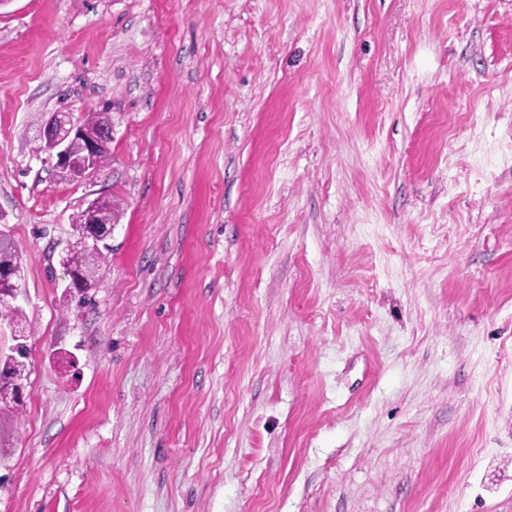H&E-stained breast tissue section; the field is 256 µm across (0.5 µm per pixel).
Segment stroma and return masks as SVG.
Wrapping results in <instances>:
<instances>
[{
    "label": "stroma",
    "instance_id": "1",
    "mask_svg": "<svg viewBox=\"0 0 512 512\" xmlns=\"http://www.w3.org/2000/svg\"><path fill=\"white\" fill-rule=\"evenodd\" d=\"M0 229V512H512V0H10ZM105 118L104 112H88L81 122L87 129L95 131ZM83 126L68 112H54L40 131L42 142L50 147L49 159L54 161V168L66 171L75 182L88 180L93 175L100 167L99 156L112 142L111 119L107 120L98 134H88ZM74 141L83 142L82 151V143ZM108 198L109 197L105 196L97 197L90 201L87 207L84 209L85 224H90L88 231L86 233L87 238L85 244L91 250L99 248L102 242L107 241L112 236V229L110 233H103V231L101 230V228L97 226V224L114 226L115 224H118L119 221V206L116 203H114V201L112 202V197H110L109 201L105 203V201H107ZM104 203L105 210L108 216V221L110 224H103L98 219V212ZM82 213V211L78 212L74 220V230L76 232V239L72 242L71 247L67 251H65L63 255L64 265L70 267V269L79 273H81L84 270L87 264V254L79 244V238L84 228V224H82ZM15 355L7 357L3 362L0 361V387L3 386L5 392L16 383H21L27 378L28 374V350L24 344L16 345Z\"/></svg>",
    "mask_w": 512,
    "mask_h": 512
}]
</instances>
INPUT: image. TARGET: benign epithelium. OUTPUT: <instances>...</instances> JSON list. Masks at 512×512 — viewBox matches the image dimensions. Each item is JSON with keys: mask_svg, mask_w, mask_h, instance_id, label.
<instances>
[{"mask_svg": "<svg viewBox=\"0 0 512 512\" xmlns=\"http://www.w3.org/2000/svg\"><path fill=\"white\" fill-rule=\"evenodd\" d=\"M40 136L50 147L49 159L54 168L66 171L75 182L85 181L99 168V156L112 142V120H107L99 133L89 134L70 113L54 112L41 127ZM75 141L83 142V150L79 153L72 151L71 145ZM105 201L107 197H97L84 209L85 223L89 224L85 244L91 250L112 237L111 233L98 227V212Z\"/></svg>", "mask_w": 512, "mask_h": 512, "instance_id": "7a95c632", "label": "benign epithelium"}]
</instances>
